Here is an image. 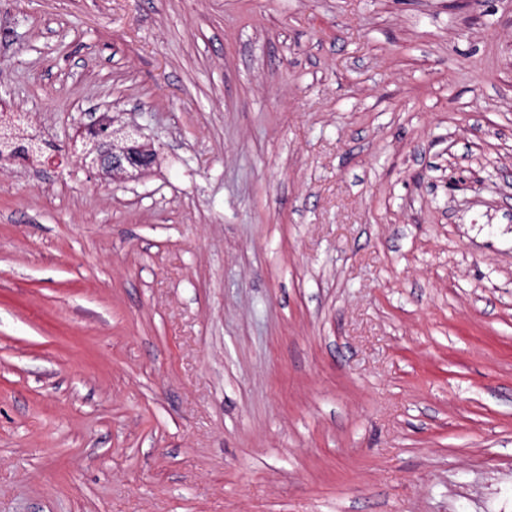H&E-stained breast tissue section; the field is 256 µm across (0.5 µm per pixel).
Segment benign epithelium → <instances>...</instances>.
<instances>
[{
  "label": "benign epithelium",
  "mask_w": 512,
  "mask_h": 512,
  "mask_svg": "<svg viewBox=\"0 0 512 512\" xmlns=\"http://www.w3.org/2000/svg\"><path fill=\"white\" fill-rule=\"evenodd\" d=\"M142 127L136 123L116 124L112 117L92 120L82 130L81 156L84 163L97 167L112 180H137L153 166L156 153L141 143ZM16 135L0 131V163L15 159Z\"/></svg>",
  "instance_id": "1"
}]
</instances>
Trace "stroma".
<instances>
[{"label": "stroma", "instance_id": "obj_1", "mask_svg": "<svg viewBox=\"0 0 512 512\" xmlns=\"http://www.w3.org/2000/svg\"><path fill=\"white\" fill-rule=\"evenodd\" d=\"M0 104V512H512V0H0ZM115 123L114 117L102 116L84 126L82 160L101 169L112 181L140 179L153 166L156 153L140 142V125Z\"/></svg>", "mask_w": 512, "mask_h": 512}]
</instances>
